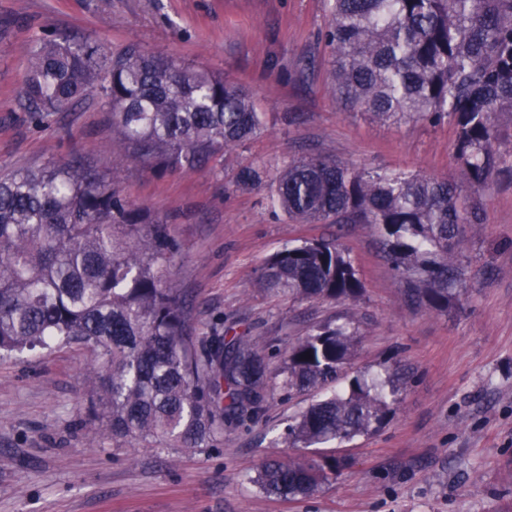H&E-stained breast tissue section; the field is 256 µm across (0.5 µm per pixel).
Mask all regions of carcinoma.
Listing matches in <instances>:
<instances>
[{
  "label": "carcinoma",
  "mask_w": 512,
  "mask_h": 512,
  "mask_svg": "<svg viewBox=\"0 0 512 512\" xmlns=\"http://www.w3.org/2000/svg\"><path fill=\"white\" fill-rule=\"evenodd\" d=\"M324 39L333 53L336 103L382 120L445 121L468 185L479 188L504 160L495 119L512 114V0H330ZM90 95L112 112L124 160L200 168L259 133L262 113L246 90L171 57L101 46L66 33L37 36L21 106L44 122ZM115 173L75 158L0 176V354L78 344L109 367L88 381L104 435L165 448H208L259 415L268 382L319 389L344 378L354 317L325 323L288 348L269 375L259 342L232 345L194 334L186 299L163 273L179 251L170 227L120 196ZM273 205L303 223L373 224L408 297L442 310L465 290L461 228L479 224L457 186L417 174L366 172L321 156L290 161L273 180ZM257 287L300 299L355 297L360 282L336 241L275 253ZM362 377L288 422L294 448L343 442L376 428L398 392ZM333 456L273 458L255 479L265 494L308 496L336 479Z\"/></svg>",
  "instance_id": "carcinoma-1"
}]
</instances>
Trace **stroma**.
<instances>
[{"label":"stroma","instance_id":"35a3bbf8","mask_svg":"<svg viewBox=\"0 0 512 512\" xmlns=\"http://www.w3.org/2000/svg\"><path fill=\"white\" fill-rule=\"evenodd\" d=\"M328 0H0V173L82 158L115 171L130 203L170 225L181 250L165 272L197 335L255 336L270 368L315 326L356 315L346 373L397 380L374 431L324 451L344 459L310 497L273 498L253 478L290 453L289 420L317 390L263 392V412L226 425L202 450L90 444L86 377L106 373L85 346L0 356V512H512V180L472 190L481 221L463 233L468 292L445 310L407 302L371 224H305L272 207L268 184L290 160L328 156L366 170L462 181L452 124L380 122L337 107L322 33ZM135 46L243 84L261 134L197 169L118 163L100 98L42 124L19 104L34 36ZM261 182L243 186L241 170ZM336 239L360 293L301 300L254 288L275 253Z\"/></svg>","mask_w":512,"mask_h":512}]
</instances>
